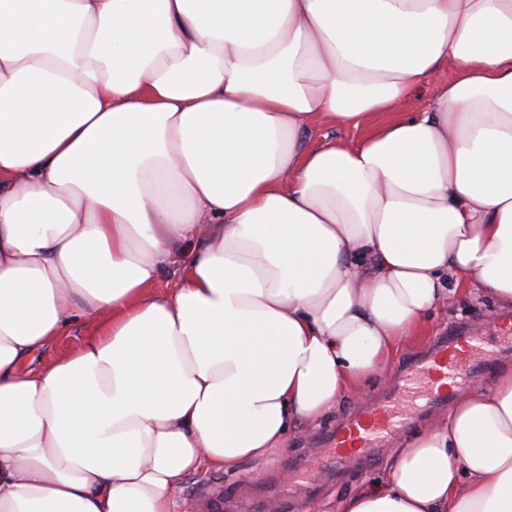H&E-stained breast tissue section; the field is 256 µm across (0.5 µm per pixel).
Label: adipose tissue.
<instances>
[{
  "label": "adipose tissue",
  "mask_w": 512,
  "mask_h": 512,
  "mask_svg": "<svg viewBox=\"0 0 512 512\" xmlns=\"http://www.w3.org/2000/svg\"><path fill=\"white\" fill-rule=\"evenodd\" d=\"M475 293L512 309V0H0V512H182ZM340 512H512V365ZM452 76V71L448 68H442L433 79L426 85L422 86L418 92L413 94L408 101L402 106L404 110L422 108L429 97L432 95L435 85L438 82L448 81ZM361 130H356L336 123L335 125H324L314 128L307 136L311 144H315L324 140V136L329 139H346L352 140L360 136ZM93 331L91 321L82 317L76 319L68 328L65 336L57 341L50 348L45 349L30 357L25 366L40 367L53 362L60 354L76 351L83 347L85 342L90 338Z\"/></svg>",
  "instance_id": "obj_1"
}]
</instances>
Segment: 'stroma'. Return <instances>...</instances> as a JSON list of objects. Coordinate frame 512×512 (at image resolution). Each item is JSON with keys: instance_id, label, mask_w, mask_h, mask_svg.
<instances>
[{"instance_id": "stroma-1", "label": "stroma", "mask_w": 512, "mask_h": 512, "mask_svg": "<svg viewBox=\"0 0 512 512\" xmlns=\"http://www.w3.org/2000/svg\"><path fill=\"white\" fill-rule=\"evenodd\" d=\"M491 319L497 320V331L485 330V321ZM511 323L512 310L498 309L488 301L451 304L436 316L425 335L404 343L398 358L382 376L368 383L367 399L354 395L343 398L317 426L291 435L286 450L268 463L247 462L236 473L202 471L189 475L179 488L178 497L191 503L194 512H338L344 497L379 477L394 443L385 441L370 461L354 457L339 468L333 465L332 450L324 441L326 431L339 419L385 397L398 384L401 368L448 329L475 331L495 365L511 364L512 348H504L500 336Z\"/></svg>"}]
</instances>
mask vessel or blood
<instances>
[{
  "mask_svg": "<svg viewBox=\"0 0 512 512\" xmlns=\"http://www.w3.org/2000/svg\"><path fill=\"white\" fill-rule=\"evenodd\" d=\"M465 347L460 337L452 336L440 340L431 354L405 365L399 391L356 413L338 428L336 460H345L351 454L364 459L382 447L385 438L409 419L408 413L397 407L404 394H413L417 410L438 407L451 400L452 386L486 372L488 362L466 356Z\"/></svg>",
  "mask_w": 512,
  "mask_h": 512,
  "instance_id": "1",
  "label": "vessel or blood"
}]
</instances>
